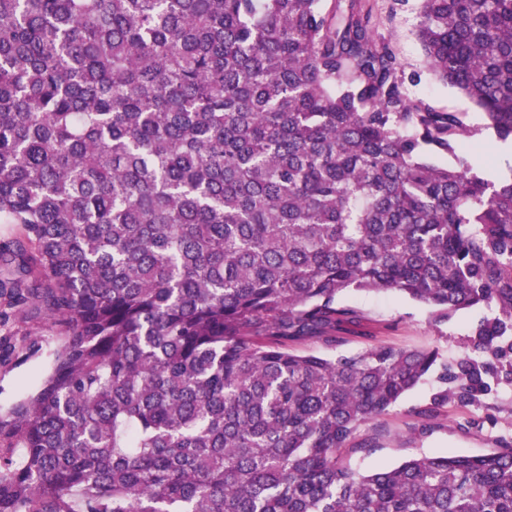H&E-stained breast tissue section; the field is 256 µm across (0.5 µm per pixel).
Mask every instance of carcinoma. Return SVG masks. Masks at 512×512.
Returning a JSON list of instances; mask_svg holds the SVG:
<instances>
[{
    "label": "carcinoma",
    "mask_w": 512,
    "mask_h": 512,
    "mask_svg": "<svg viewBox=\"0 0 512 512\" xmlns=\"http://www.w3.org/2000/svg\"><path fill=\"white\" fill-rule=\"evenodd\" d=\"M404 89L363 0H0V325H66L0 414V512H512V444L368 474L347 442L426 377L438 405L512 383V0H422ZM446 157L436 165L428 156ZM399 293L439 349L298 354ZM367 1L371 7L375 34L390 42L401 62L408 95L413 99H428L439 108L466 112L471 125H481L482 111L429 71L417 36V15L421 0H409L404 6L395 4V0ZM504 144L507 143L512 146V141H500L494 137L488 136L485 137L481 143V146L478 150V156L476 157L474 167L484 171L489 177L496 178L504 173L509 172V167H512V164L510 161L506 163L505 168H498L497 167V158L493 154V152L490 150L491 148H494L498 144Z\"/></svg>",
    "instance_id": "carcinoma-1"
}]
</instances>
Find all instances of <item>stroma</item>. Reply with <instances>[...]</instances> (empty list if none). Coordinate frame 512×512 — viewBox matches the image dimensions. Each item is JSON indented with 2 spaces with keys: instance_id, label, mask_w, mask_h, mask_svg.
Segmentation results:
<instances>
[{
  "instance_id": "stroma-1",
  "label": "stroma",
  "mask_w": 512,
  "mask_h": 512,
  "mask_svg": "<svg viewBox=\"0 0 512 512\" xmlns=\"http://www.w3.org/2000/svg\"><path fill=\"white\" fill-rule=\"evenodd\" d=\"M377 36L393 47L406 78L411 98H424L437 107L466 113L471 125L482 124L479 108L456 89L440 82L429 70L417 36L420 0L397 5L395 0H368ZM338 306L354 310L370 326L371 336L346 335L336 344L306 340L295 344L301 354L350 355L383 344L395 348H439L456 359L470 330L485 316L476 306L434 323L431 309L401 294H375L348 290ZM65 326L30 309L16 311L0 327V409L5 410L40 386L53 364V353L63 343ZM433 379H425L384 415L364 427L344 456L352 470L367 473L396 465L412 457L437 454L482 456L512 442V386L502 385L474 403L455 400L436 406Z\"/></svg>"
}]
</instances>
